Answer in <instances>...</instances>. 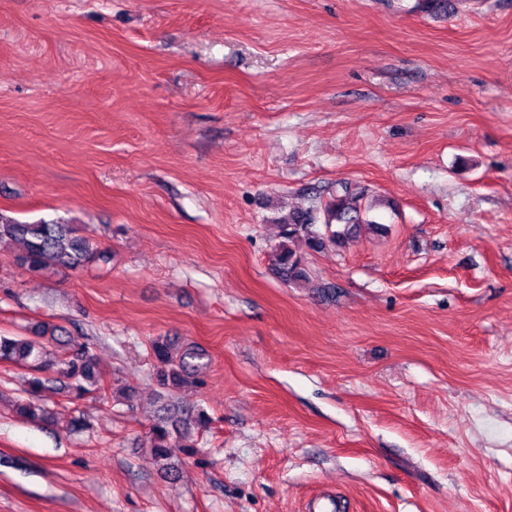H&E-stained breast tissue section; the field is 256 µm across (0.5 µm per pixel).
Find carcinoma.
Returning a JSON list of instances; mask_svg holds the SVG:
<instances>
[{
    "mask_svg": "<svg viewBox=\"0 0 512 512\" xmlns=\"http://www.w3.org/2000/svg\"><path fill=\"white\" fill-rule=\"evenodd\" d=\"M363 194L346 187L343 194L324 208V230L317 227V217L311 210H297L278 220L280 229L276 249L279 273L288 280L308 276L304 258L290 247L304 242L311 252L342 243L360 227ZM18 246V261L30 273L42 275L59 270H81L94 263H109L110 256L87 239L77 235L71 224H26L0 212V246ZM0 336V359L31 368L35 375L28 379L27 398L18 402V414L30 419L50 420L52 412L41 402L42 393L53 388L63 390L77 399L95 395L101 379L95 369L90 344L71 336H51V340L67 349L56 360L46 359L47 350L40 338ZM152 352L157 361L154 380L166 391L189 384L202 366L205 353L198 348L181 350L166 340H156ZM209 417L202 410L187 419L159 418L150 428V448L161 471L176 470L177 454L195 452L189 441V426H206Z\"/></svg>",
    "mask_w": 512,
    "mask_h": 512,
    "instance_id": "1",
    "label": "carcinoma"
}]
</instances>
